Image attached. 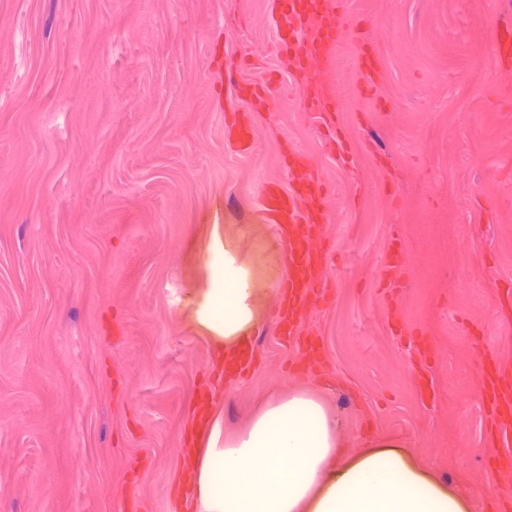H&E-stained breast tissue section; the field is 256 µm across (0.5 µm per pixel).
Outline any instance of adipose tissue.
<instances>
[{
	"instance_id": "adipose-tissue-1",
	"label": "adipose tissue",
	"mask_w": 512,
	"mask_h": 512,
	"mask_svg": "<svg viewBox=\"0 0 512 512\" xmlns=\"http://www.w3.org/2000/svg\"><path fill=\"white\" fill-rule=\"evenodd\" d=\"M245 234L210 225L203 281L189 301L197 331L217 351H233L261 321L263 280ZM341 420L320 392L296 386L270 394L242 426L212 413L198 435L190 512H468L407 450L363 443L352 455Z\"/></svg>"
}]
</instances>
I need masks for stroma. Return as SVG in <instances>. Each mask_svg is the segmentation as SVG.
I'll list each match as a JSON object with an SVG mask.
<instances>
[{
  "label": "stroma",
  "mask_w": 512,
  "mask_h": 512,
  "mask_svg": "<svg viewBox=\"0 0 512 512\" xmlns=\"http://www.w3.org/2000/svg\"><path fill=\"white\" fill-rule=\"evenodd\" d=\"M383 35L379 79L359 47L333 61L340 160L274 53L265 0H0V512H172L179 450L215 350L185 302L209 225L273 242L260 191L285 184L279 143L319 162L332 302L319 328L347 452L409 451L473 512H495L481 351L512 352V0H347ZM246 83L275 87L247 155L226 146L210 72L218 34ZM373 138L377 155L363 149ZM423 286L381 283L394 234ZM434 348L426 364L406 336ZM261 362L214 407L244 423L298 358L262 322ZM425 376L433 402L414 387Z\"/></svg>",
  "instance_id": "obj_1"
}]
</instances>
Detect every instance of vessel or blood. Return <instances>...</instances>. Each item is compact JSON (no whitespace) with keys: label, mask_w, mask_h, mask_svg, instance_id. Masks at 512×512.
<instances>
[{"label":"vessel or blood","mask_w":512,"mask_h":512,"mask_svg":"<svg viewBox=\"0 0 512 512\" xmlns=\"http://www.w3.org/2000/svg\"><path fill=\"white\" fill-rule=\"evenodd\" d=\"M266 9L277 31L276 52L282 69L304 92L307 111L327 115L328 128H335L331 109L336 102L335 71L332 58L337 47L350 37L351 21L344 0H266ZM215 83L229 90L219 100L225 112H266L271 107L267 90L260 85L244 87L236 68L223 60H212ZM231 151L246 155L255 143L251 125L229 126ZM287 184L265 188L260 196L261 213L271 224L276 238L288 253V273L279 285L273 310L275 330L281 340L291 341L315 310L331 302L328 268L331 237L328 230L326 192L316 162L307 154L287 155ZM403 270L413 279L417 270L393 241L383 265V276ZM256 356L254 344H246L227 358L223 373L240 374ZM481 401L489 424V438L500 448L492 455L490 469L512 463V361L493 352L482 353Z\"/></svg>","instance_id":"obj_1"}]
</instances>
